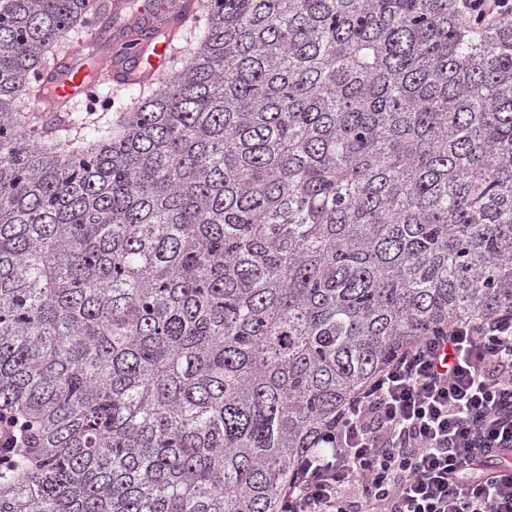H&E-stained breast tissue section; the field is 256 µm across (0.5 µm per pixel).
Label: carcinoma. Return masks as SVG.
<instances>
[{
    "label": "carcinoma",
    "instance_id": "obj_1",
    "mask_svg": "<svg viewBox=\"0 0 512 512\" xmlns=\"http://www.w3.org/2000/svg\"><path fill=\"white\" fill-rule=\"evenodd\" d=\"M112 0H0V512H283L401 347L512 312V14L210 0L79 141L28 121ZM36 448L31 427L25 426L18 416L0 417V471L13 455H21Z\"/></svg>",
    "mask_w": 512,
    "mask_h": 512
}]
</instances>
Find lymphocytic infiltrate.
I'll return each instance as SVG.
<instances>
[{
	"instance_id": "1",
	"label": "lymphocytic infiltrate",
	"mask_w": 512,
	"mask_h": 512,
	"mask_svg": "<svg viewBox=\"0 0 512 512\" xmlns=\"http://www.w3.org/2000/svg\"><path fill=\"white\" fill-rule=\"evenodd\" d=\"M300 461L284 512H512V314L404 346ZM0 417V466L35 447ZM493 453L498 470L479 466Z\"/></svg>"
}]
</instances>
